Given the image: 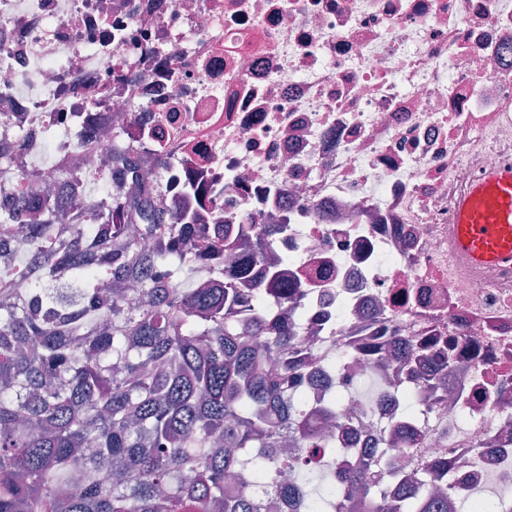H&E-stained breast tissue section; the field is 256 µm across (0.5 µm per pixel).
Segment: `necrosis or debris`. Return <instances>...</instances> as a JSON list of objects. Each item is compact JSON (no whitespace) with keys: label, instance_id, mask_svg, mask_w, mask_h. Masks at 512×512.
<instances>
[{"label":"necrosis or debris","instance_id":"necrosis-or-debris-1","mask_svg":"<svg viewBox=\"0 0 512 512\" xmlns=\"http://www.w3.org/2000/svg\"><path fill=\"white\" fill-rule=\"evenodd\" d=\"M212 236L250 217L274 304L355 448L406 421L432 476L512 512V268L456 248V203L512 164V0H0V200L29 175Z\"/></svg>","mask_w":512,"mask_h":512}]
</instances>
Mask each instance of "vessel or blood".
Here are the masks:
<instances>
[{
	"instance_id": "1",
	"label": "vessel or blood",
	"mask_w": 512,
	"mask_h": 512,
	"mask_svg": "<svg viewBox=\"0 0 512 512\" xmlns=\"http://www.w3.org/2000/svg\"><path fill=\"white\" fill-rule=\"evenodd\" d=\"M457 249L474 263L512 267V167L486 171L456 207Z\"/></svg>"
}]
</instances>
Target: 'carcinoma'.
I'll return each instance as SVG.
<instances>
[{
	"label": "carcinoma",
	"mask_w": 512,
	"mask_h": 512,
	"mask_svg": "<svg viewBox=\"0 0 512 512\" xmlns=\"http://www.w3.org/2000/svg\"><path fill=\"white\" fill-rule=\"evenodd\" d=\"M59 212L81 228L69 194L62 209L0 208V248L19 232L37 242L24 271L0 269V512H265L258 485L288 512H448L453 486L426 496L415 473L382 497L404 475L394 457L414 461L409 441L360 455L305 425L294 380L307 356L288 319L262 313L266 292L286 302L289 289L272 271L268 288H241L269 241L193 288L202 225L138 194L99 211L81 244L54 232ZM252 228L210 247L233 252ZM152 238L156 249L139 246ZM16 275L39 287L17 292ZM79 460L112 470V484L77 485ZM334 474L340 503L325 490Z\"/></svg>",
	"instance_id": "cac0c4a2"
}]
</instances>
